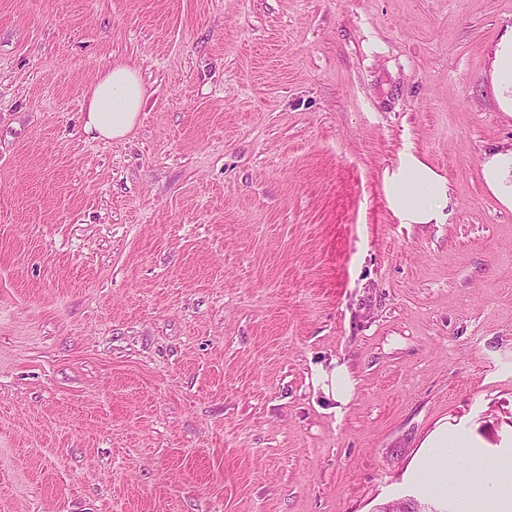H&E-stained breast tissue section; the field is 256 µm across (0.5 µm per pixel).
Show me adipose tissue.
I'll use <instances>...</instances> for the list:
<instances>
[{"mask_svg": "<svg viewBox=\"0 0 512 512\" xmlns=\"http://www.w3.org/2000/svg\"><path fill=\"white\" fill-rule=\"evenodd\" d=\"M144 97L135 68L123 62L109 64L88 90L86 132L106 140L127 137L138 122ZM482 173L493 193L512 207V151L487 156ZM390 201L411 224H439L446 219L448 192L443 178L413 156L392 177ZM428 477L439 493L454 498L457 512H512L511 468L476 466L452 476L437 462Z\"/></svg>", "mask_w": 512, "mask_h": 512, "instance_id": "ef3b65f1", "label": "adipose tissue"}]
</instances>
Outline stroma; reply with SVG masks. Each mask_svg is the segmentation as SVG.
<instances>
[{
    "instance_id": "1",
    "label": "stroma",
    "mask_w": 512,
    "mask_h": 512,
    "mask_svg": "<svg viewBox=\"0 0 512 512\" xmlns=\"http://www.w3.org/2000/svg\"><path fill=\"white\" fill-rule=\"evenodd\" d=\"M511 31L512 0H0V512L428 502L443 425L449 472L512 467V208L482 176ZM117 60L146 93L112 142L83 125ZM409 155L445 223L392 209ZM492 80L501 90L512 94V31L503 39L496 53ZM313 383L325 394L332 397L337 406H345L354 393V381L344 364L333 362L330 369H320L313 377ZM459 443L460 441L448 432V426H441L429 436L423 447L433 448L432 455L440 459L445 452L447 455L448 447H456L454 445Z\"/></svg>"
}]
</instances>
